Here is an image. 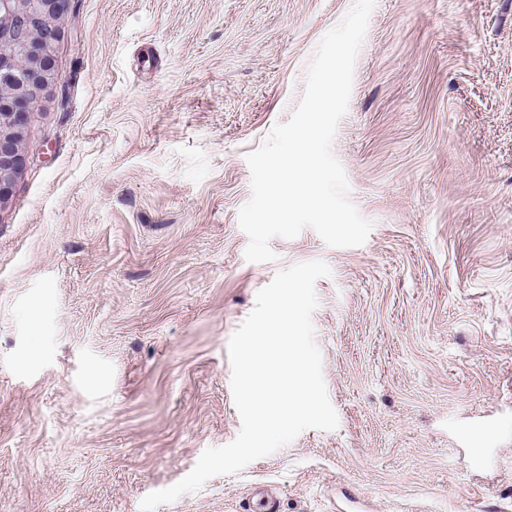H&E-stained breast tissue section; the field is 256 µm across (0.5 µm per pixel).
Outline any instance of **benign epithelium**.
<instances>
[{
    "instance_id": "benign-epithelium-1",
    "label": "benign epithelium",
    "mask_w": 512,
    "mask_h": 512,
    "mask_svg": "<svg viewBox=\"0 0 512 512\" xmlns=\"http://www.w3.org/2000/svg\"><path fill=\"white\" fill-rule=\"evenodd\" d=\"M69 0H0V203L25 164L24 128L53 79Z\"/></svg>"
}]
</instances>
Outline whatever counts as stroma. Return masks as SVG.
<instances>
[{"mask_svg":"<svg viewBox=\"0 0 512 512\" xmlns=\"http://www.w3.org/2000/svg\"><path fill=\"white\" fill-rule=\"evenodd\" d=\"M353 0H71L0 205V512H139L233 441L228 343L325 261L339 424L156 512H512V0H375L332 152L373 223L250 263L246 162Z\"/></svg>","mask_w":512,"mask_h":512,"instance_id":"1","label":"stroma"}]
</instances>
